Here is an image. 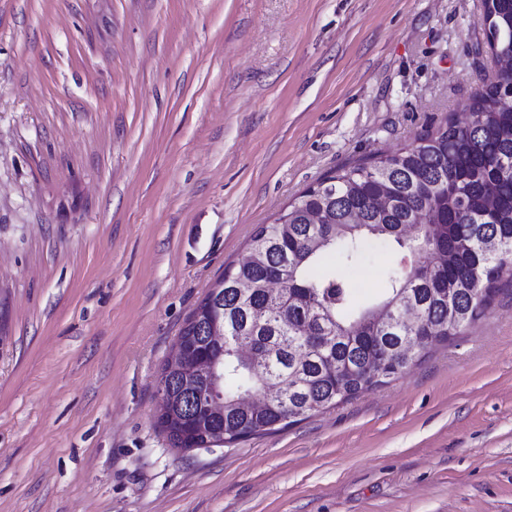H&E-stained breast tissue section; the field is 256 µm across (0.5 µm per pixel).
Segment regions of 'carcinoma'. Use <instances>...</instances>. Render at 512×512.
Here are the masks:
<instances>
[{
  "mask_svg": "<svg viewBox=\"0 0 512 512\" xmlns=\"http://www.w3.org/2000/svg\"><path fill=\"white\" fill-rule=\"evenodd\" d=\"M487 12L490 28L499 33L498 48L512 49V0H491ZM512 91V73L475 90L465 109L482 113L481 121L462 124L447 116L431 121L409 144L392 153H376L327 173L318 186L304 190L272 224L252 235L251 262L229 265L217 284L222 286L220 310L201 300L186 323L212 325L224 318L223 363L218 375L224 393V419L211 424L244 436L274 432L288 426L277 397L288 393V407L311 414L342 403L344 394L356 397L370 382V371L390 355L405 352L419 361L422 343L403 349L401 333L370 321L375 311L397 306L412 282L401 269L383 273L384 291L379 300L360 307L353 288L341 271L323 269L330 256L340 266L358 263L371 248L397 246L415 254L429 278L417 288V303L427 322L448 327V307L468 315L457 325L459 336L466 326L479 321L483 308L473 300L470 270H487L486 287L492 294L504 282H512V111L499 99ZM455 191L448 192V187ZM387 194L391 205L380 210L373 200ZM492 197L497 209L481 214L472 202ZM312 213L320 223H310ZM428 219L415 238L403 237L398 227L414 223V216ZM464 239L470 250L448 258V267L432 265L437 251L451 240ZM494 239L502 244L498 254L487 253L483 244ZM277 271L284 272L285 286L271 295L265 285ZM456 283L453 298L447 286ZM314 321L336 337L329 357L309 348L300 328ZM167 374L169 414L179 422L188 440L176 448L199 447L206 429L199 419L206 403H190L189 390ZM248 391L275 397L264 410H245L237 405Z\"/></svg>",
  "mask_w": 512,
  "mask_h": 512,
  "instance_id": "obj_1",
  "label": "carcinoma"
}]
</instances>
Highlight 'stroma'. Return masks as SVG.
Returning a JSON list of instances; mask_svg holds the SVG:
<instances>
[{"mask_svg":"<svg viewBox=\"0 0 512 512\" xmlns=\"http://www.w3.org/2000/svg\"><path fill=\"white\" fill-rule=\"evenodd\" d=\"M483 0H0V512H512V283L389 383L185 451L157 377L256 229L493 71ZM401 251L345 269L373 301Z\"/></svg>","mask_w":512,"mask_h":512,"instance_id":"obj_1","label":"stroma"}]
</instances>
